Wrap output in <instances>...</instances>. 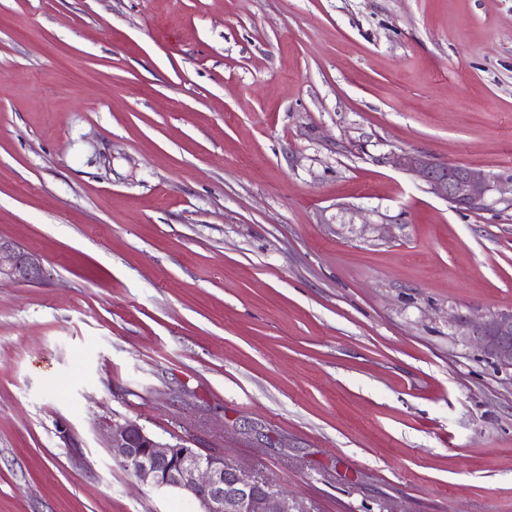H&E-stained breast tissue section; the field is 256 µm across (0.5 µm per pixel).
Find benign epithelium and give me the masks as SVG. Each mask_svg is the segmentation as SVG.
<instances>
[{"mask_svg":"<svg viewBox=\"0 0 512 512\" xmlns=\"http://www.w3.org/2000/svg\"><path fill=\"white\" fill-rule=\"evenodd\" d=\"M402 170L418 176L427 192L466 210L483 209L499 180L477 166L438 163L422 154L396 159ZM49 276L41 260L12 240L0 238V283H37ZM462 335L498 364L512 368V310L480 320L462 321ZM112 456L132 469L142 483L175 491L193 501L200 512H302L288 493L246 474L229 463L224 452L162 443L136 420L106 426Z\"/></svg>","mask_w":512,"mask_h":512,"instance_id":"7a95c632","label":"benign epithelium"}]
</instances>
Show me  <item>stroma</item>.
<instances>
[{"instance_id": "1", "label": "stroma", "mask_w": 512, "mask_h": 512, "mask_svg": "<svg viewBox=\"0 0 512 512\" xmlns=\"http://www.w3.org/2000/svg\"><path fill=\"white\" fill-rule=\"evenodd\" d=\"M512 0H0V512H195L103 426L304 512H512ZM396 165L418 176L427 192L466 210L484 209L490 194L499 191V180L477 166L438 163L422 154L398 156ZM49 276L41 260L12 240L0 238V283H37ZM462 335L476 343L498 364L512 368V310L497 312L481 320L459 321Z\"/></svg>"}]
</instances>
